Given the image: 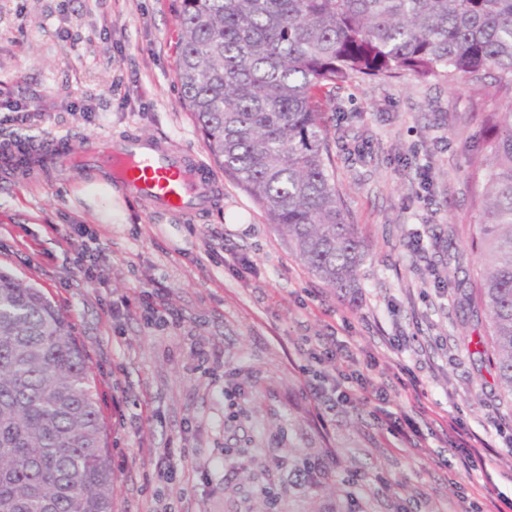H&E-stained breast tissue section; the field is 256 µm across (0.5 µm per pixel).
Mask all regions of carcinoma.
I'll return each mask as SVG.
<instances>
[{
	"instance_id": "carcinoma-1",
	"label": "carcinoma",
	"mask_w": 512,
	"mask_h": 512,
	"mask_svg": "<svg viewBox=\"0 0 512 512\" xmlns=\"http://www.w3.org/2000/svg\"><path fill=\"white\" fill-rule=\"evenodd\" d=\"M180 98L224 176L245 192L307 268L356 300L367 251L334 178L336 138L320 95L355 75H493L512 99V0H180ZM486 151L471 245L488 365L512 393V104L485 117ZM107 425L68 316L38 287L0 270V512H115ZM324 448L279 459L320 467ZM339 512H362L347 480L320 469ZM286 488V489H288ZM286 489H260L266 509Z\"/></svg>"
}]
</instances>
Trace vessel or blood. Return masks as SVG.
Returning <instances> with one entry per match:
<instances>
[{"label": "vessel or blood", "mask_w": 512, "mask_h": 512, "mask_svg": "<svg viewBox=\"0 0 512 512\" xmlns=\"http://www.w3.org/2000/svg\"><path fill=\"white\" fill-rule=\"evenodd\" d=\"M114 177L122 193L167 214L196 215L221 193L210 167L178 145L141 136L105 135L85 142L52 132L29 140L24 152L0 142V171L64 169L74 158Z\"/></svg>", "instance_id": "b4317fda"}]
</instances>
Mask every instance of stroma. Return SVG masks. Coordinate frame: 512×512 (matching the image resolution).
I'll return each instance as SVG.
<instances>
[{"label":"stroma","instance_id":"obj_1","mask_svg":"<svg viewBox=\"0 0 512 512\" xmlns=\"http://www.w3.org/2000/svg\"><path fill=\"white\" fill-rule=\"evenodd\" d=\"M177 5L0 0V139L129 134L208 159L179 100ZM83 100L89 111H73ZM18 101L28 110L23 124L9 119ZM493 106L483 83L410 74L356 77L327 97V125L345 144L336 184L368 247L354 302L313 276L231 181L211 210L190 218L97 192L107 178L87 169L0 181V267L43 288L74 324L109 426L117 512H260V488L283 485L287 473L267 476L246 462L224 470L225 450L242 448L276 457L332 448L336 476L384 471L386 485L368 481L359 493L365 512H444L456 482L478 500H512V396L477 355L485 316L459 290L477 267L470 160L484 149ZM78 224L107 246L89 276L62 238ZM233 251L256 271L225 265ZM154 288L179 310L178 327L113 314ZM344 322L360 362L376 360L369 376L389 383L390 411H411L400 383L417 377L424 405L497 453L492 478L466 474L432 421L422 452L384 438L366 403L337 407L318 427L301 351ZM183 447L191 467L160 495L145 493L148 459Z\"/></svg>","mask_w":512,"mask_h":512}]
</instances>
